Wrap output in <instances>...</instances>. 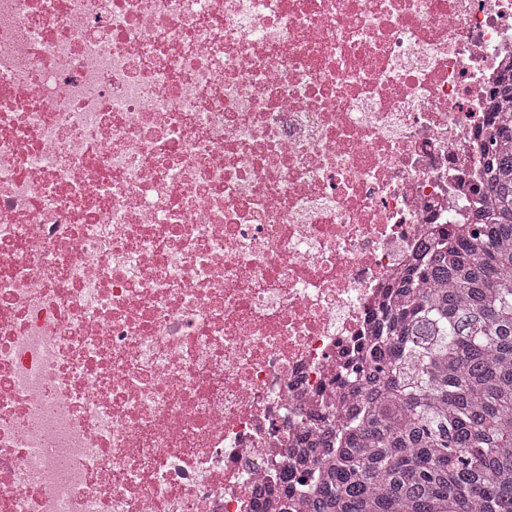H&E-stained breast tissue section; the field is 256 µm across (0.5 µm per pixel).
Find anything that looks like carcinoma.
Returning <instances> with one entry per match:
<instances>
[{
	"label": "carcinoma",
	"mask_w": 512,
	"mask_h": 512,
	"mask_svg": "<svg viewBox=\"0 0 512 512\" xmlns=\"http://www.w3.org/2000/svg\"><path fill=\"white\" fill-rule=\"evenodd\" d=\"M489 134V210L419 246L350 368L336 423L282 477L286 512H512V84Z\"/></svg>",
	"instance_id": "carcinoma-1"
}]
</instances>
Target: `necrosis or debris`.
Returning <instances> with one entry per match:
<instances>
[{
	"mask_svg": "<svg viewBox=\"0 0 512 512\" xmlns=\"http://www.w3.org/2000/svg\"><path fill=\"white\" fill-rule=\"evenodd\" d=\"M511 64L512 0H0V512H257Z\"/></svg>",
	"mask_w": 512,
	"mask_h": 512,
	"instance_id": "necrosis-or-debris-1",
	"label": "necrosis or debris"
}]
</instances>
